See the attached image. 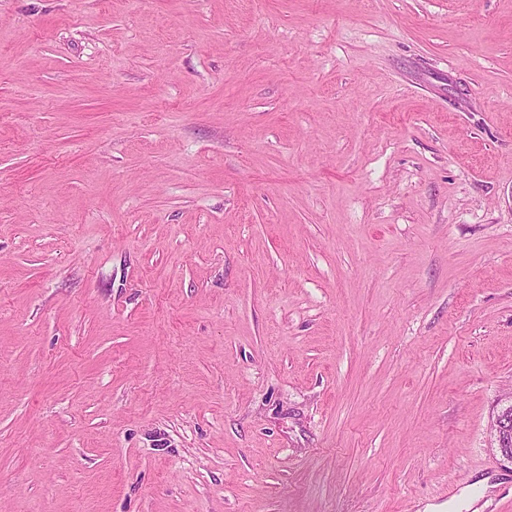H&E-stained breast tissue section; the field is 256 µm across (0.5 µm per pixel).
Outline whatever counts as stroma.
I'll list each match as a JSON object with an SVG mask.
<instances>
[{"mask_svg": "<svg viewBox=\"0 0 512 512\" xmlns=\"http://www.w3.org/2000/svg\"><path fill=\"white\" fill-rule=\"evenodd\" d=\"M512 0H0V512H512ZM491 433L501 456L512 463V407L497 413L492 422Z\"/></svg>", "mask_w": 512, "mask_h": 512, "instance_id": "obj_1", "label": "stroma"}]
</instances>
